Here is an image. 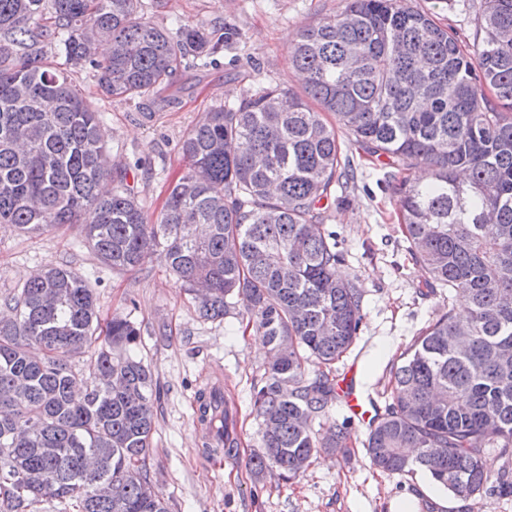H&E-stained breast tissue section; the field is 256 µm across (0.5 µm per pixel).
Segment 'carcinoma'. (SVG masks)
Segmentation results:
<instances>
[{
  "instance_id": "1",
  "label": "carcinoma",
  "mask_w": 512,
  "mask_h": 512,
  "mask_svg": "<svg viewBox=\"0 0 512 512\" xmlns=\"http://www.w3.org/2000/svg\"><path fill=\"white\" fill-rule=\"evenodd\" d=\"M140 7L0 0V223L23 233L80 224L83 244L118 270L155 253L204 320H223L239 299L273 352L252 390L255 470L295 477L346 438L313 427L336 402L334 365L362 322V291L337 271L343 253L319 207L345 175L343 130L402 173L393 192L428 274L424 294L446 288L470 306L462 320L443 310L400 355L366 452L385 472L421 469L458 497L485 492L484 450L512 456V0H484L467 50L403 0H344L291 47L303 94L261 86L186 133L187 169L154 220L126 170L108 168L103 117L69 73L89 65L104 96L145 98L186 58L207 65L240 34L159 27ZM102 41L111 51L99 62ZM0 300V512L44 501L56 512H169L147 473L153 374L135 354L137 325L101 322L87 279L61 267ZM86 352L87 366L70 363ZM200 398L201 421L231 454L229 402Z\"/></svg>"
}]
</instances>
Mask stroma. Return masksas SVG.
Returning <instances> with one entry per match:
<instances>
[{
	"instance_id": "stroma-1",
	"label": "stroma",
	"mask_w": 512,
	"mask_h": 512,
	"mask_svg": "<svg viewBox=\"0 0 512 512\" xmlns=\"http://www.w3.org/2000/svg\"><path fill=\"white\" fill-rule=\"evenodd\" d=\"M415 10L472 44L483 0H405ZM342 0H143L147 20L161 27L176 21L231 29L239 43L225 47L200 69L187 59L173 75L169 91L131 100L105 98L93 72L75 70L72 81L101 112L112 164L126 169V183L150 217H157L168 190L184 171L181 142L213 107L236 104L246 90L277 85L301 92L289 51L298 31L335 15ZM352 178L340 179L323 201L324 222L335 232L347 279L363 291V320L352 350L336 364L352 372L359 393L384 408L392 391V368L401 353L448 303L447 289L422 295L427 277L411 259L397 218V198L389 189L386 158L366 154L347 134L339 136ZM82 227L23 235L0 224V297L31 274L57 266L89 275L101 320L127 315L141 330L136 354L154 375L155 430L147 464L153 489L170 512H391L394 502L416 495L414 512H512V497L478 495L461 499L446 490L422 494L432 479L421 470L391 474L372 466L363 443L367 424L354 418L344 401L320 417L321 427L346 426L344 450L319 452L293 479L277 469L255 474L259 421L252 387L268 361L261 336L245 331L238 312L223 321L200 319L190 295L157 256L131 270L106 267L81 247ZM219 388L236 408L239 446L233 456L208 458L204 445L213 434L197 419L199 392Z\"/></svg>"
}]
</instances>
